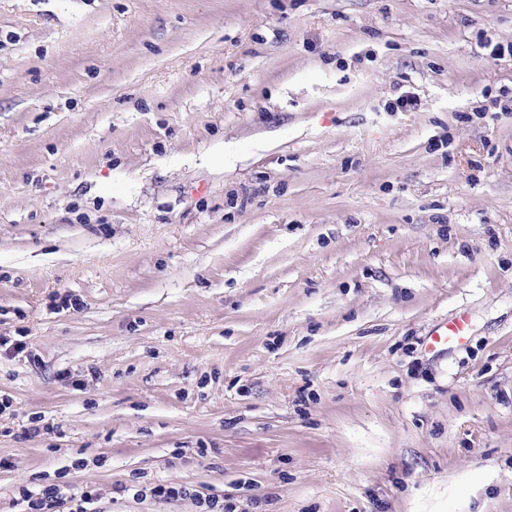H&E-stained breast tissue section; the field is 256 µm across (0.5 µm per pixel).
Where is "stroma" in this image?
I'll return each instance as SVG.
<instances>
[{"instance_id":"obj_1","label":"stroma","mask_w":512,"mask_h":512,"mask_svg":"<svg viewBox=\"0 0 512 512\" xmlns=\"http://www.w3.org/2000/svg\"><path fill=\"white\" fill-rule=\"evenodd\" d=\"M0 336V512H512V0H0ZM95 496L94 490L87 489L81 493L79 499L71 497L67 501L59 496L55 487L49 486L36 499L31 500L28 496L26 500L30 509L28 512H88L85 505L93 503Z\"/></svg>"}]
</instances>
